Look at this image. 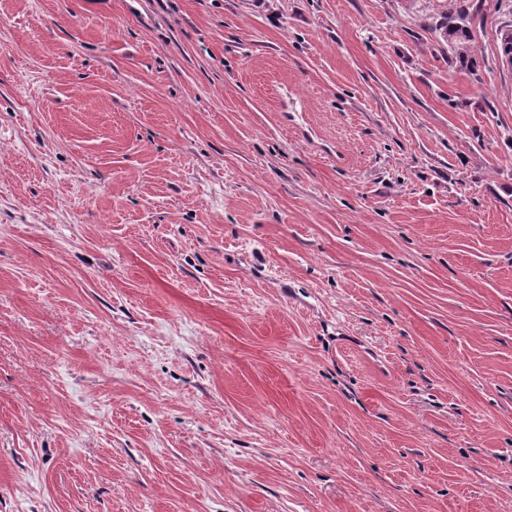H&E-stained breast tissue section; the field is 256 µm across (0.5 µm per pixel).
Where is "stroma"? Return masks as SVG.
I'll use <instances>...</instances> for the list:
<instances>
[{
	"instance_id": "obj_1",
	"label": "stroma",
	"mask_w": 512,
	"mask_h": 512,
	"mask_svg": "<svg viewBox=\"0 0 512 512\" xmlns=\"http://www.w3.org/2000/svg\"><path fill=\"white\" fill-rule=\"evenodd\" d=\"M0 0V512H512V0ZM446 16L448 21L442 27L443 38L448 41V45L453 46L460 55H463L467 51V46L465 45L466 32L462 26L458 25L452 12L449 14L447 12Z\"/></svg>"
}]
</instances>
